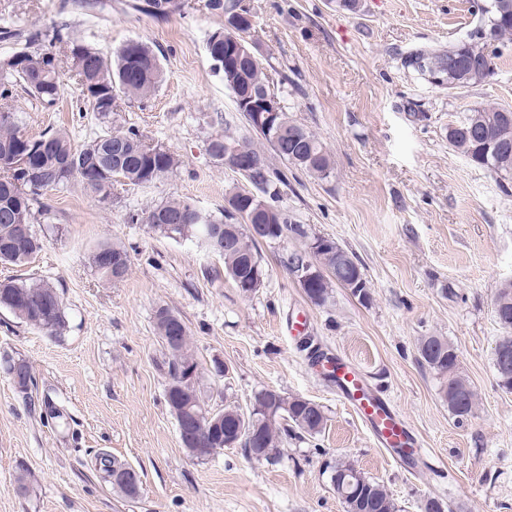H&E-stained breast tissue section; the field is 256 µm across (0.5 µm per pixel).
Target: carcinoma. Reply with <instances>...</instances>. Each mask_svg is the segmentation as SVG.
Masks as SVG:
<instances>
[{"label": "carcinoma", "instance_id": "cac0c4a2", "mask_svg": "<svg viewBox=\"0 0 512 512\" xmlns=\"http://www.w3.org/2000/svg\"><path fill=\"white\" fill-rule=\"evenodd\" d=\"M482 16V24L466 43L473 51H489L496 58L500 50L512 44V0H490L488 4H476ZM493 35L496 46L488 47L486 36ZM226 29L219 28L209 34L206 51L215 69L222 74L224 84L236 91L237 75L231 73L224 61V43L228 42ZM64 46L76 76L81 97L94 112L96 119L104 125L102 135L80 146L74 145L65 129H50L37 137L26 135L20 128L15 112L9 106H0V159H7L16 148L26 146L30 150L32 168L40 170L61 165L56 178L40 182L26 173H16L0 166V263L19 264L31 259L42 248L36 233L26 239L13 237L14 225L34 224L38 216L47 212L43 199L52 191L61 192L72 182H79L85 191L100 202L112 200L114 183L106 173L112 170V159L121 160V175L128 185H143L170 174L180 166L177 155L168 147L147 142L134 130L122 131L112 127V112L115 101L121 96L130 100L148 99L159 89L163 71L153 47L143 41L130 40L108 56L99 49L86 44L63 31L61 27L37 30L26 39V47L0 57V99L6 100L11 87L19 83L31 96L48 107L55 105L63 95L60 67L55 48ZM459 48L452 44L446 49L420 48L416 55L433 63H446L448 57ZM244 79L258 93L269 89L262 63L248 62L243 67ZM282 125L298 134L299 142L291 144L279 156L301 170L320 180L330 177L331 157L319 138L296 124L283 111L279 117ZM482 128L488 137L502 143L512 144V110L494 105H482L469 109L464 115L448 124V145L470 162L494 173L502 189L512 183V155L485 153L482 140L471 133L473 126ZM236 144L253 156L265 157L246 137H238L227 131L211 135L209 154L224 161V148ZM265 171H252L251 178L244 179L255 192L250 205L258 210L260 203L273 206L280 199L282 188L288 185L287 177L264 164ZM226 212L221 215L208 213L193 202L183 198H170L151 207L144 216L131 214L130 222L142 221L155 233L170 237L191 239L208 252L210 230L224 224ZM293 239L302 242V248L279 256V263L291 270L306 262L320 261L335 269L334 277L321 280L318 287L310 289L309 301L317 306L326 305L333 297L334 288L346 280L366 281L361 264L356 257L336 241L313 233L303 224H298L288 214L281 213L280 235L276 240ZM233 248L224 250V272L236 280L237 270L245 260L252 261L243 276L256 272L266 279L268 269L262 263L258 250L259 241L243 230L232 235ZM312 240L324 242V249L314 255L308 251ZM122 261L124 271H129L130 256L118 244L103 243L90 256V264L105 281H113L112 260ZM0 308L9 310L22 322L33 326L48 336H59L66 328L62 300L56 288L45 280L0 282ZM494 314L504 329L503 336L494 349V367L499 385L512 391V282L504 283L495 294ZM168 352L167 377L192 370L200 374L199 363L189 343L188 329L181 331L178 343L166 346ZM417 352L423 364L448 378L442 388L448 411L457 419L468 418L475 406L476 393L469 381L458 373V355L452 343L441 336H423L418 339ZM185 402L202 418L208 410L201 391L200 382H195ZM279 404L286 406V416L267 421L266 417L254 415L237 405H226L224 426L241 424L254 428L262 434V445L258 452L265 460L279 454L283 438L291 434H307L311 437L325 428L327 418L322 406L300 403L299 397L279 394ZM353 482L355 495L342 498L346 512H397V506L383 486L369 479L352 462L339 460L332 467L331 483L336 493H341L344 481Z\"/></svg>", "mask_w": 512, "mask_h": 512}]
</instances>
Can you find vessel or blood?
<instances>
[{
    "label": "vessel or blood",
    "instance_id": "obj_1",
    "mask_svg": "<svg viewBox=\"0 0 512 512\" xmlns=\"http://www.w3.org/2000/svg\"><path fill=\"white\" fill-rule=\"evenodd\" d=\"M319 366L335 377L344 404L367 424L381 446H415L416 440L405 419L389 401L364 385L358 368L340 359L327 358L320 360Z\"/></svg>",
    "mask_w": 512,
    "mask_h": 512
}]
</instances>
